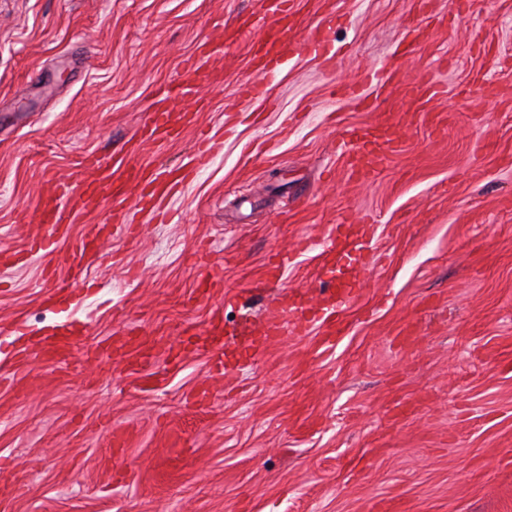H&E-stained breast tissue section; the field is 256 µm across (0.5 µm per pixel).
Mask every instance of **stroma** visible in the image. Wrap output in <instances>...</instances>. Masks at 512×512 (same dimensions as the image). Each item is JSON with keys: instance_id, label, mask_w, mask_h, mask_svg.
<instances>
[{"instance_id": "1", "label": "stroma", "mask_w": 512, "mask_h": 512, "mask_svg": "<svg viewBox=\"0 0 512 512\" xmlns=\"http://www.w3.org/2000/svg\"><path fill=\"white\" fill-rule=\"evenodd\" d=\"M294 11L324 30L326 56H294L245 99L262 0H0V512H368L392 496L405 512H512V0ZM222 35V83L181 104L193 123L142 140L186 60ZM399 66L440 94L409 103ZM368 72L375 110L339 91ZM381 111L404 149L354 181L336 141ZM202 136L209 160L163 221L129 196L128 234L104 200L52 256L28 255L48 178L130 150L179 169ZM348 216L376 240L348 332L326 348L291 329L257 362L236 357L238 323L264 325L287 293L319 296L321 242ZM93 224L74 300L50 305L44 277L74 278ZM286 248L281 282L254 289ZM215 266L223 282L205 287ZM64 323L80 332L71 365L53 367L32 350ZM119 341L153 355L82 365Z\"/></svg>"}]
</instances>
